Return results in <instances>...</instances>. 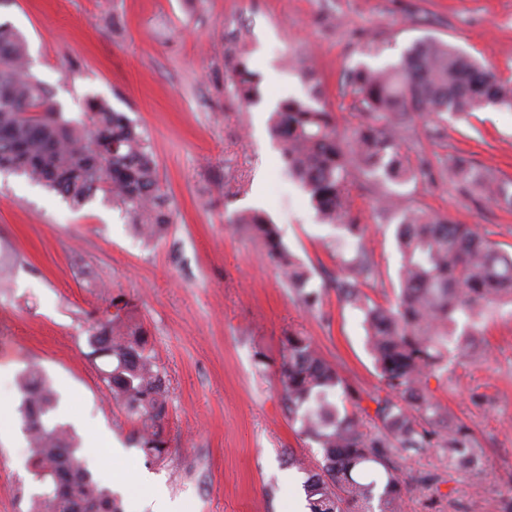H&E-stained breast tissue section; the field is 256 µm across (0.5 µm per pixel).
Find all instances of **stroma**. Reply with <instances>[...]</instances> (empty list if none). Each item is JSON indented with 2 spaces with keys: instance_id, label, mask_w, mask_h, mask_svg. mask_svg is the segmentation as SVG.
I'll use <instances>...</instances> for the list:
<instances>
[{
  "instance_id": "1",
  "label": "stroma",
  "mask_w": 512,
  "mask_h": 512,
  "mask_svg": "<svg viewBox=\"0 0 512 512\" xmlns=\"http://www.w3.org/2000/svg\"><path fill=\"white\" fill-rule=\"evenodd\" d=\"M0 20L26 38L31 73L55 111L84 120L95 97L147 133L172 223L153 244L119 209L95 197L79 209L26 177L0 173V409L14 435L0 440V512H31L41 483L18 411V380L37 367L58 395L54 422L94 435L89 466L115 488L122 512L162 491L176 512H285L305 499L320 446L302 436L280 382L282 339L309 336L361 398L374 430V395L386 389L365 345L362 316L330 283L346 277L356 241L317 221L269 133L280 100L335 112L357 126L345 73L396 63L416 41L443 40L512 80V0H6ZM258 72L248 105L231 83L239 55ZM443 156L466 153L495 179H512V111L447 115ZM406 207L474 224L512 249V213L479 189L434 170L396 186ZM380 189L354 181L353 213L378 275L366 286L393 300L401 257L395 221L378 214ZM265 211L323 289L306 310L233 216ZM133 304L164 371L168 451L146 457L139 423L114 402L88 353L113 296ZM426 394L465 426L477 470L449 465L443 448L394 449L403 512H512V305L491 310L474 342L450 353Z\"/></svg>"
}]
</instances>
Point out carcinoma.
<instances>
[{
    "mask_svg": "<svg viewBox=\"0 0 512 512\" xmlns=\"http://www.w3.org/2000/svg\"><path fill=\"white\" fill-rule=\"evenodd\" d=\"M345 83L354 95L361 123L350 134L337 132L336 113L297 99L273 111L271 133L288 172L309 194L321 221L345 229L357 239L346 261L355 278L338 280L336 294L363 316L366 342L387 393L375 403L378 431L367 432L357 415L361 398L344 386L336 366L299 333L282 340L281 384L288 411L300 433L323 448L324 465L304 485L310 512H400L401 482L390 461L393 448L448 449L455 466L474 469L478 457L462 427L448 428L440 408L424 393L427 377L448 357V345L460 351L470 332L458 331L487 307L512 304V255L499 249L478 228L455 224L426 211L407 212L388 203L383 214L401 212L395 238L402 262L399 293L388 306L375 303L362 286L376 270L362 237L363 225L352 216L349 185L356 177L385 186L404 184L432 167L423 152L410 157L404 134L420 128L431 140L444 136L443 114L471 113L488 106L512 110V86L455 48L424 40L384 68L357 67ZM232 84L241 99L259 97L246 58L234 68ZM88 124L66 120L54 111L47 91L31 75L23 36L0 23V170L11 171L56 192L73 207L97 194L112 201L136 235L152 241L171 224L156 156L145 133L121 112L89 98ZM451 167L465 190L481 174L467 156L453 157ZM492 200L512 212V180L490 188ZM265 246L270 258L308 310L317 308L322 290L309 287L310 272L282 240L278 227L256 210L237 213ZM89 336L92 359H105L100 379L112 400L141 424L139 446L159 458L166 452L162 424L167 411L164 372L154 360L147 329L131 320L129 303L114 297ZM353 410L340 411L337 390ZM19 408L31 442L30 466L41 482L32 512H121L112 491L97 480L79 455L70 429L51 422L57 395L36 369L20 377ZM440 427L431 432L422 422ZM375 463L387 473L380 494L376 483L357 474Z\"/></svg>",
    "mask_w": 512,
    "mask_h": 512,
    "instance_id": "carcinoma-1",
    "label": "carcinoma"
}]
</instances>
